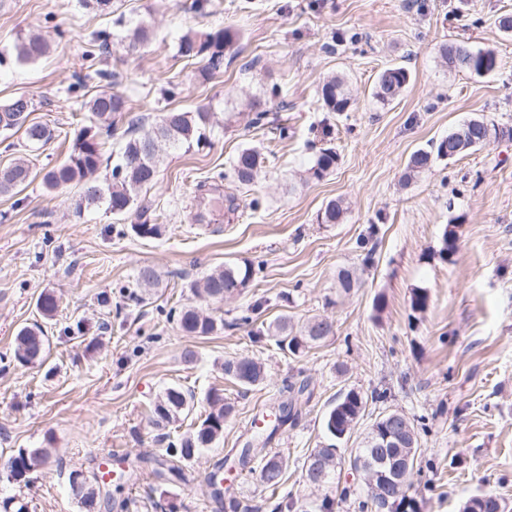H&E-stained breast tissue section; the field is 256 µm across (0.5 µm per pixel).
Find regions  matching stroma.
<instances>
[{
    "label": "stroma",
    "mask_w": 512,
    "mask_h": 512,
    "mask_svg": "<svg viewBox=\"0 0 512 512\" xmlns=\"http://www.w3.org/2000/svg\"><path fill=\"white\" fill-rule=\"evenodd\" d=\"M510 16L512 0H210L203 13L193 0H112L102 17L78 0H0V48L20 36L50 40L34 63L0 66V103L27 96L30 121L59 132L35 151L21 134L0 132V166L24 156L37 174L25 189L0 194V463L20 448L50 453L27 485L0 480V497L17 496L28 512H87L70 491V471L92 476L115 448L163 455L218 389L236 413L217 447L191 461L190 482L164 485L143 469L113 491L111 508L94 512H225L209 486L216 463L251 438L286 381L305 378L312 398L269 445L286 461L280 488L266 489L255 464L226 476L239 512H272L280 502L314 512L327 496L335 512H360L368 488L347 460L389 410L422 428L412 476L421 512H460L482 493L512 506V33L500 27ZM139 20L150 39L136 53L126 35ZM219 23L239 30L237 54L205 80L178 44L188 29ZM106 26L108 67L132 118L204 104L211 112L212 146L167 155L147 193L165 226L155 239L101 208L75 214L72 191L47 192L40 179L67 158L72 134L88 121L78 102L96 83L84 52ZM452 43L494 49L497 70H448L440 49ZM391 65L405 67L410 82L383 105L373 86ZM332 75L344 77L351 99L341 113L320 99ZM254 98L268 108L258 127L248 124ZM475 117L509 136L401 185L413 152ZM282 124L290 128L284 141L273 134ZM246 146L264 158L254 183L218 180ZM326 147L339 155L333 172L304 179ZM337 198L348 204L343 222L318 223ZM451 223L457 247L444 259ZM243 262L256 271L249 288L207 304L223 329L188 336L169 320L171 308L195 303L192 285L205 273ZM145 266L159 274L155 287L137 283ZM343 268L356 271L357 287L340 288ZM417 288L430 296L421 313L409 307ZM44 292L59 300L46 321L36 309ZM250 307L266 324L283 314L298 326L326 317L336 334L295 356L239 324ZM38 320L50 339L47 359L21 364L14 336ZM189 350L195 363L183 359ZM238 356L264 366L263 385L225 380V359ZM170 386L192 391L195 409L161 429L149 407ZM353 387L372 400L341 446L333 483L310 486L302 471L325 441L324 416Z\"/></svg>",
    "instance_id": "obj_1"
}]
</instances>
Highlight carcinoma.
Listing matches in <instances>:
<instances>
[{
  "mask_svg": "<svg viewBox=\"0 0 512 512\" xmlns=\"http://www.w3.org/2000/svg\"><path fill=\"white\" fill-rule=\"evenodd\" d=\"M239 34L231 27L217 26L206 31L185 34L179 43L180 57L202 63L201 75L212 77L224 71V57L232 53ZM112 31L107 28L96 31L93 35L97 51L88 54L90 66L102 81H110L114 74L99 67L104 60L103 53L109 48ZM148 28L144 24L135 26L130 33L129 48L137 51L148 42ZM48 44L39 37H19L13 45L0 50V64L14 60L18 65L34 62L47 52ZM441 55L450 70L466 71L475 76H486L498 67V57L490 48L474 49L464 43L446 45ZM409 72L402 66H389L379 72L374 83V97L381 103H390L397 99L407 86ZM321 100L331 112H344L349 107V98L344 91V79L333 76L321 86ZM19 98L14 97L0 104V130L22 133L25 141L33 146L45 145L55 137V129L47 124L28 121L33 111L31 99H25L26 110L18 106ZM84 108L90 113L89 124L79 129L75 135L67 159L43 174L42 183L49 192L77 188L74 208L82 214L91 206L103 204L113 216L130 221L133 232L140 238H157L162 235V225L155 223L152 204L141 197L142 190L153 187L159 177V165L165 155L172 149L186 152L199 148L210 140V112L205 107L193 112L169 109L155 120L152 133L136 136L131 130L125 131V137L119 148V157L112 166L110 177L102 180L99 171L103 161L105 145L112 138L113 131L122 113L128 111L127 100L123 94L110 89L96 92ZM466 129L468 148L456 153L465 155L483 146L482 138L490 130L497 131L496 125L482 118H472L455 127ZM449 137L433 143L428 149L414 152L406 165L402 176L404 183H409L421 174L431 170L434 164L448 157ZM338 155L334 148L327 147L319 151L313 165L307 169V178L321 180L336 167ZM261 165V156L254 147L241 149L233 161L229 177L240 186H247L257 177ZM36 176L33 163L29 159L17 158L10 164L0 167V194L12 193L31 183ZM346 207L341 199L329 201L317 215L320 224H338L342 221ZM255 275L251 264H224L216 267L203 278L195 293L203 298L224 297L226 293L241 295ZM36 307L45 318L54 316L58 308L56 297L51 293L40 295ZM179 329L188 336L205 337L218 330L217 320L201 306L186 305L179 312L172 313ZM319 327L313 333V327ZM269 334L275 337L276 345L294 355L324 342L336 334L333 321L316 317L300 328L291 324V319L283 315L276 324L267 330L259 329L254 336L260 339ZM15 358L22 364H32L42 360L48 336L39 324L21 328L15 337ZM224 376L239 386L249 389L264 383L263 367L248 357H235L224 360ZM308 383L290 384L279 391L272 424L257 433L255 443H249L240 449L234 457H225L223 465L246 466L254 458L262 461L259 469L261 484L273 491L284 481L285 467L283 461L275 455L265 453L267 443L284 426L296 424L301 414L299 401L305 396ZM368 403V396L352 388L336 400L324 418V430L329 443L316 448L313 454L324 461L336 459L340 435L351 434L363 415ZM208 411L195 424L193 430L180 439L179 445L166 449V457L156 458L154 474L162 481L173 478L184 479L182 462L192 461L203 449L212 448L224 438V421L234 413V406L224 399V395L212 392L207 398ZM194 408V395L189 390L177 386L166 388L151 407L153 421L158 426H167L188 415ZM400 425L413 442V447H398L395 439L388 440L381 446L365 442L356 449V458L366 459L375 468L386 471L391 460L399 456H411V463H416L420 450L419 432L408 417L401 416ZM48 454L42 451H29L20 448L7 461V479L13 484L29 481L34 467L46 462ZM80 478V487L72 491L82 505L93 508L98 496L97 489L89 484V479L79 471L68 476V484ZM368 512H420L418 500L412 494V486L384 482L370 491L369 499L360 505ZM496 500L482 495L472 498L463 507V512H498Z\"/></svg>",
  "mask_w": 512,
  "mask_h": 512,
  "instance_id": "1",
  "label": "carcinoma"
}]
</instances>
